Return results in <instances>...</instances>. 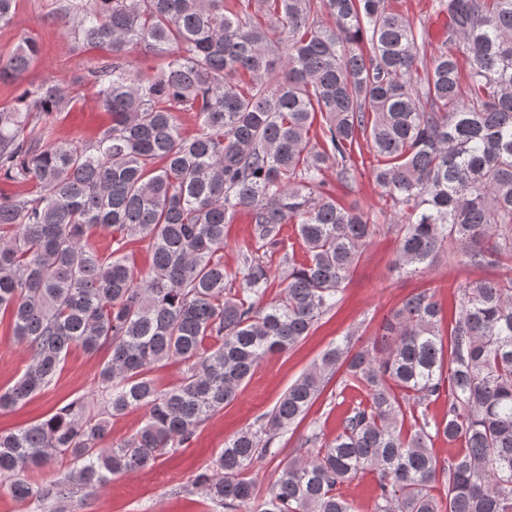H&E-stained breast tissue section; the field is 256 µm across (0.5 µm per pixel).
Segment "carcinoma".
<instances>
[{"label":"carcinoma","instance_id":"1","mask_svg":"<svg viewBox=\"0 0 512 512\" xmlns=\"http://www.w3.org/2000/svg\"><path fill=\"white\" fill-rule=\"evenodd\" d=\"M442 47L423 64L424 30L389 0H58L71 41L105 55L88 71L110 115L93 137L54 138L81 100L52 79L21 84L41 48L0 53V312L32 362L0 390V410L47 390L68 351H109L97 390L16 432H0L12 496L55 505L174 452L232 402L266 357L285 353L342 301L380 224L397 232L393 268L415 275L456 246L461 264L512 263V0H432ZM161 64H133L135 50ZM198 133L183 134L184 113ZM368 149L385 207L346 189ZM252 226L238 270H224V228ZM296 225L304 259L285 251ZM108 231L101 253L90 232ZM152 267L138 272L129 245ZM287 285L263 302L272 279ZM448 329L428 289L411 293L371 347L346 335L271 413L224 442L194 487L224 512H359L344 487L376 475L371 512H512V277L458 287ZM184 377L160 389L154 366ZM364 392L326 437L317 420L267 495L249 473L306 419L325 378ZM447 400L442 417L430 405ZM146 409L131 437L112 418ZM410 428H405V425ZM457 451L439 461L434 440ZM57 457L64 474H30Z\"/></svg>","mask_w":512,"mask_h":512}]
</instances>
